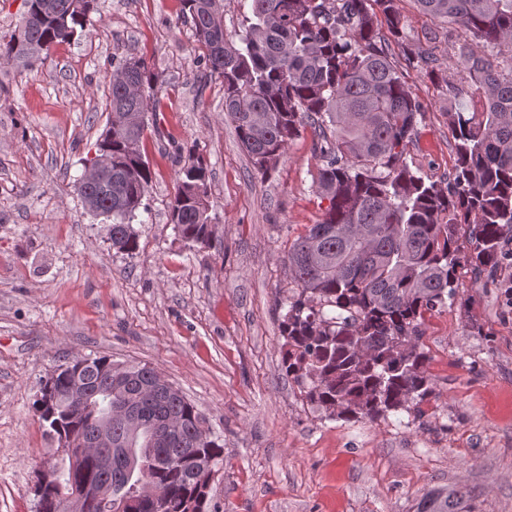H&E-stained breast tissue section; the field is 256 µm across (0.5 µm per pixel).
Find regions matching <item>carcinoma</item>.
I'll list each match as a JSON object with an SVG mask.
<instances>
[{
  "instance_id": "1",
  "label": "carcinoma",
  "mask_w": 512,
  "mask_h": 512,
  "mask_svg": "<svg viewBox=\"0 0 512 512\" xmlns=\"http://www.w3.org/2000/svg\"><path fill=\"white\" fill-rule=\"evenodd\" d=\"M219 2L180 0L182 16L205 68L222 78L224 115L253 168L275 169L304 125L318 134L315 193L328 205L284 260L296 291L280 316L282 371L331 419L386 420L402 412L420 419L421 405L435 392L422 342L425 315L456 302L460 265L491 272L512 243V0H414L423 14L462 31L448 89L468 76L483 100L479 118L449 113L456 165L445 186L407 161L423 107L377 23L380 12L390 34L401 38L397 0H249L237 43L224 38ZM93 4L25 0L14 34L0 41V66L49 57L84 29ZM479 44L490 56L477 53ZM157 83L142 58L115 67L110 127L96 143V157L112 166V183L78 178L74 184L84 204L112 221V248L128 255L138 249L133 224L152 182L141 142L159 112ZM208 178L200 155L177 172L170 222L190 249L211 247ZM462 225L468 253L458 244ZM113 366L104 356L57 366L35 403L49 435L58 444L82 445L110 422L119 446L166 493L162 512H210L202 468L223 459L224 445L179 389L146 390L159 376L148 364L116 384L143 417L140 433L130 436L113 420L114 399L103 389ZM71 369L90 387L80 412L64 399ZM165 420L174 430L157 439L156 425ZM82 453L77 465L68 456L55 465L36 512H64L61 494L84 482L112 486V506L101 512H151L122 462L106 471L92 449ZM469 500L462 489H430L416 512H472Z\"/></svg>"
}]
</instances>
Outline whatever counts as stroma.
I'll use <instances>...</instances> for the list:
<instances>
[{
  "mask_svg": "<svg viewBox=\"0 0 512 512\" xmlns=\"http://www.w3.org/2000/svg\"><path fill=\"white\" fill-rule=\"evenodd\" d=\"M392 56L423 105L407 150L425 176L455 165L448 109H481L473 83L449 94L410 66L421 50L453 64L447 24L399 0ZM129 56L157 75L160 112L142 153L152 172L139 248L73 189L108 127L112 70ZM179 0H97L82 32L32 66L0 67V512H35L38 468L55 442L35 409L43 380L73 357L149 364L224 443L209 497L217 512H416L430 487H463L474 512H512V257L493 275L458 269L460 298L426 316L435 393L423 422L328 418L281 370L284 258L321 221L313 127L261 175L224 119L220 78H204ZM209 169L216 238L188 249L169 203L190 151Z\"/></svg>",
  "mask_w": 512,
  "mask_h": 512,
  "instance_id": "stroma-1",
  "label": "stroma"
}]
</instances>
